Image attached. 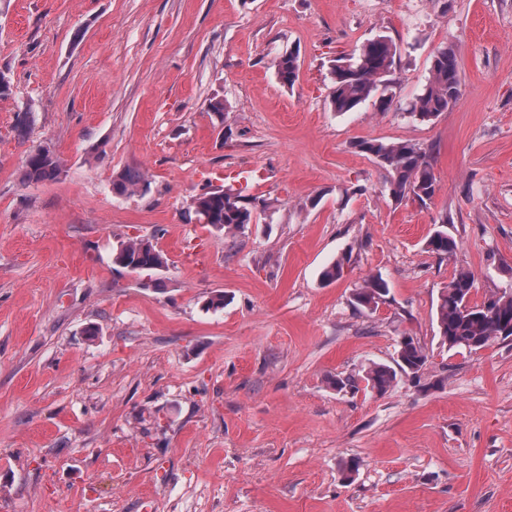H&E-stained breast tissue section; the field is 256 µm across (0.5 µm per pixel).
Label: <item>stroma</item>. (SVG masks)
Returning a JSON list of instances; mask_svg holds the SVG:
<instances>
[{
  "instance_id": "35a3bbf8",
  "label": "stroma",
  "mask_w": 512,
  "mask_h": 512,
  "mask_svg": "<svg viewBox=\"0 0 512 512\" xmlns=\"http://www.w3.org/2000/svg\"><path fill=\"white\" fill-rule=\"evenodd\" d=\"M378 35L391 109L334 112L333 60ZM441 48L462 95L423 123ZM0 72V512H512V337L436 325L457 270L475 303L512 285V0H0ZM371 139L430 151L431 202L389 198ZM44 146L63 175L25 182ZM128 169L147 193L113 192ZM228 186L259 201L229 233L190 206ZM137 238L163 268L114 263ZM377 274L387 302L356 311ZM407 334L422 382L330 386ZM274 67L279 80L284 85L293 86L298 78L299 57L293 51L286 52L275 60ZM427 248L442 258H450L456 253L458 245L448 232L437 230L428 239Z\"/></svg>"
}]
</instances>
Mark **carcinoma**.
<instances>
[{
	"instance_id": "cac0c4a2",
	"label": "carcinoma",
	"mask_w": 512,
	"mask_h": 512,
	"mask_svg": "<svg viewBox=\"0 0 512 512\" xmlns=\"http://www.w3.org/2000/svg\"><path fill=\"white\" fill-rule=\"evenodd\" d=\"M397 47L387 36H377L364 43L358 55L334 60L330 70L329 103L338 113L352 112L371 100L381 112L390 109L394 100L393 78ZM274 67L279 80L288 86L298 78L299 57L293 51L277 58ZM462 95L459 63L455 54L442 48L433 57L430 76L421 94L409 105V114L421 122H430L448 111ZM361 152L375 157L388 171V194L392 201L407 199L422 204L436 193L437 179L428 152L413 143L362 141ZM63 172L60 157L49 149H39L28 155L23 171L27 183L53 181ZM149 183L138 169H129L112 183L118 195L146 191ZM195 212L204 223L228 231L253 222L255 201L226 190L206 191L192 200ZM427 248L440 257H452L458 248L456 240L444 230L435 231ZM115 264L133 272L155 270L166 264L154 244L146 239L131 240L114 256ZM474 287L471 273L460 271L438 298L436 317L441 344L450 350L471 352L486 348L494 339L512 336V289L490 296L482 304L470 302ZM390 293L388 283L380 275L364 281L352 294V305L374 312L379 300ZM395 366L375 363L365 371L366 387L386 393L396 382L398 373L418 377L423 373L428 357L422 348L410 341L398 346Z\"/></svg>"
}]
</instances>
